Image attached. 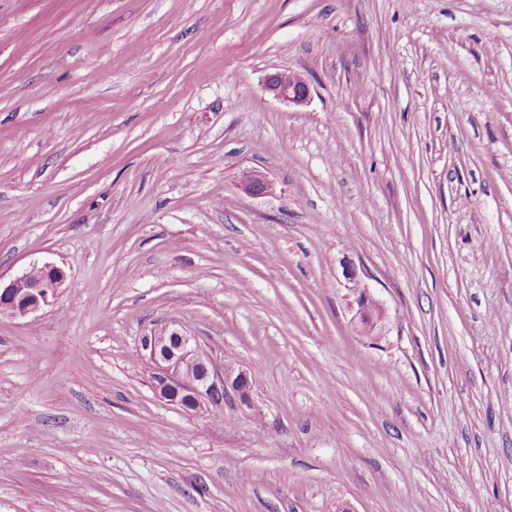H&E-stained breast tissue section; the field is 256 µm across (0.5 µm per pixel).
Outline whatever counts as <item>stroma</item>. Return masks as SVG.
Masks as SVG:
<instances>
[{"mask_svg": "<svg viewBox=\"0 0 512 512\" xmlns=\"http://www.w3.org/2000/svg\"><path fill=\"white\" fill-rule=\"evenodd\" d=\"M44 263L0 512H512V0H0V279ZM170 321L251 406L156 394ZM263 86L268 95L288 105H303L309 97L307 82L293 72L279 71L269 74ZM343 275L354 296L350 302V308L355 311L353 318L359 324L361 335L381 336L379 328L385 315L383 303L361 284L357 271L351 263L343 264Z\"/></svg>", "mask_w": 512, "mask_h": 512, "instance_id": "35a3bbf8", "label": "stroma"}]
</instances>
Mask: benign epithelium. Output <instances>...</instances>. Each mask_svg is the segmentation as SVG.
Masks as SVG:
<instances>
[{"instance_id":"7a95c632","label":"benign epithelium","mask_w":512,"mask_h":512,"mask_svg":"<svg viewBox=\"0 0 512 512\" xmlns=\"http://www.w3.org/2000/svg\"><path fill=\"white\" fill-rule=\"evenodd\" d=\"M264 90L275 100L294 106L306 103L309 97L307 82L288 71L268 75ZM243 184L253 194H261L266 188L264 176L255 171L243 174ZM343 275L353 295L350 308L355 311L354 320L361 335H380L385 315L383 303L361 284L351 263L343 265ZM66 280L67 273L61 266H31L8 283H0V315L26 318L37 314L58 298ZM140 356L154 368L155 392L172 405H191L197 410L205 405L222 408L226 401L251 403L247 372L214 361L202 350L197 338L178 322L166 324L160 333L149 331L142 336Z\"/></svg>"}]
</instances>
